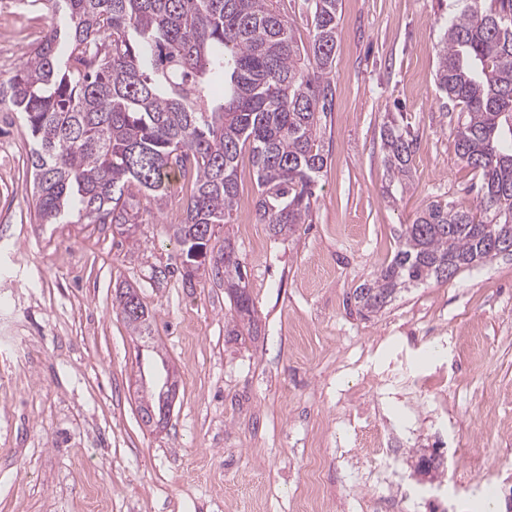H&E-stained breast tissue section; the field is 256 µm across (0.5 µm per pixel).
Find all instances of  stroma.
<instances>
[{"instance_id":"1","label":"stroma","mask_w":512,"mask_h":512,"mask_svg":"<svg viewBox=\"0 0 512 512\" xmlns=\"http://www.w3.org/2000/svg\"><path fill=\"white\" fill-rule=\"evenodd\" d=\"M453 0H341L328 167L310 223L274 236L255 220L256 171L238 164L222 232L247 269L257 339L226 335L233 306L210 271L185 279L171 225L190 186L134 239L110 224H39L29 142L0 110V512H495L512 500V255L408 288L362 316L355 288L393 258L429 202L476 206L475 172L436 86L440 19ZM24 14L0 7V76L20 63ZM417 138L412 181L391 186L380 130ZM126 282L153 314L158 352L125 324ZM165 358L170 420L146 428L138 364ZM407 450L387 456L386 419ZM439 449L417 482L410 454ZM393 471L411 497L366 484Z\"/></svg>"}]
</instances>
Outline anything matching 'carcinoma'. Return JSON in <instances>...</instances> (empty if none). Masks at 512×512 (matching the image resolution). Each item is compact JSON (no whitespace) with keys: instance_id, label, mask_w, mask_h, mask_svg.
Here are the masks:
<instances>
[{"instance_id":"cac0c4a2","label":"carcinoma","mask_w":512,"mask_h":512,"mask_svg":"<svg viewBox=\"0 0 512 512\" xmlns=\"http://www.w3.org/2000/svg\"><path fill=\"white\" fill-rule=\"evenodd\" d=\"M45 37L0 78V107L19 114L32 142L30 167L41 224L136 226L163 210L173 179L190 178L182 223L172 235L186 268L224 273L235 315L228 335H258L245 266L230 238L237 168L249 151L257 173L256 220L275 235L309 221L327 168L318 137L331 108L330 80L340 0H311L312 41L300 46L279 0H36ZM438 43L436 80L462 110L456 153L479 177L475 208L439 202L405 225L397 251L355 289L360 311L377 313L397 293L446 281L512 241V0H454ZM224 81L216 101L210 88ZM380 137L390 181L412 177L416 139L388 121ZM138 336L151 315L137 290L116 289ZM164 388L137 397V410L167 414Z\"/></svg>"}]
</instances>
